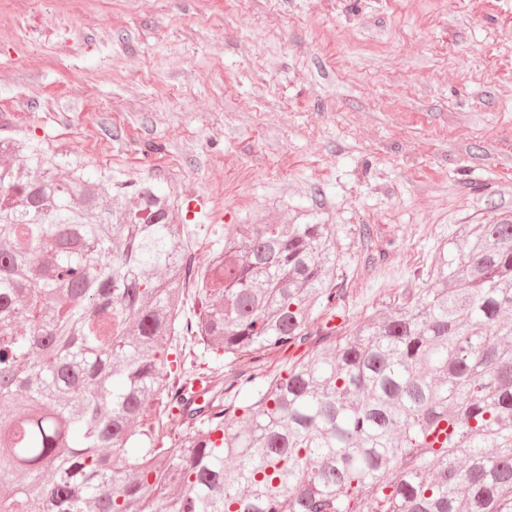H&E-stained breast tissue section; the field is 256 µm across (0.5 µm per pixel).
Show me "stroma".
I'll return each instance as SVG.
<instances>
[{
    "label": "stroma",
    "instance_id": "35a3bbf8",
    "mask_svg": "<svg viewBox=\"0 0 512 512\" xmlns=\"http://www.w3.org/2000/svg\"><path fill=\"white\" fill-rule=\"evenodd\" d=\"M0 137L228 224H331L351 328L512 218V0H0Z\"/></svg>",
    "mask_w": 512,
    "mask_h": 512
}]
</instances>
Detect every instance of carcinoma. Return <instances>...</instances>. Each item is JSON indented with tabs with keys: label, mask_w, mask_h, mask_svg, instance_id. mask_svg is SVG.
Segmentation results:
<instances>
[{
	"label": "carcinoma",
	"mask_w": 512,
	"mask_h": 512,
	"mask_svg": "<svg viewBox=\"0 0 512 512\" xmlns=\"http://www.w3.org/2000/svg\"><path fill=\"white\" fill-rule=\"evenodd\" d=\"M55 169L0 165V512H512V218L313 346L345 308L333 225L226 224L193 268L154 184L105 206ZM192 269L197 341L251 364L201 406L160 351Z\"/></svg>",
	"instance_id": "carcinoma-1"
}]
</instances>
